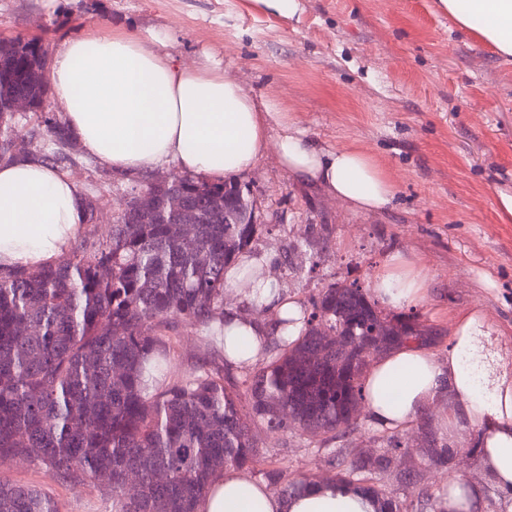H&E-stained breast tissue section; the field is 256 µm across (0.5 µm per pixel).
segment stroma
<instances>
[{
    "mask_svg": "<svg viewBox=\"0 0 512 512\" xmlns=\"http://www.w3.org/2000/svg\"><path fill=\"white\" fill-rule=\"evenodd\" d=\"M292 16L249 8L245 0H0V39L42 42L56 58L68 40L89 29L160 34L159 50L189 66L219 64L257 98L297 120L310 140L368 152L396 185L381 211L359 213L318 187L295 181L267 153L239 184L251 192L261 230L252 244L280 292L304 303L333 279L366 287L384 260L402 252L420 258L427 291L414 311L437 328L431 352L448 353L454 320L480 310L494 325L512 373V220L501 216L500 193H512V62L462 34L437 0H297ZM64 122L53 100L43 111L14 118L16 150L48 148L37 136L44 118ZM65 174L96 200L97 220L83 236L109 239L131 189L177 174L168 164L119 174L74 146ZM170 378L202 365H221L220 345L197 324L168 320ZM441 394L400 431L408 452L400 470L379 480L401 503L440 493L449 481L480 485L482 512H512V494L498 489L472 446L477 428L446 432ZM341 438L258 429L259 444L288 478L333 474L329 457L345 448L375 452L367 414ZM452 450L446 469L423 456L430 444ZM6 481L49 488L60 512H112L102 491L61 483L15 460H0Z\"/></svg>",
    "mask_w": 512,
    "mask_h": 512,
    "instance_id": "1",
    "label": "stroma"
}]
</instances>
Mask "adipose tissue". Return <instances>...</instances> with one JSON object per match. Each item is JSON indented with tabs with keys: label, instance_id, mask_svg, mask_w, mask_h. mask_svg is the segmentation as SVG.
<instances>
[{
	"label": "adipose tissue",
	"instance_id": "ef3b65f1",
	"mask_svg": "<svg viewBox=\"0 0 512 512\" xmlns=\"http://www.w3.org/2000/svg\"><path fill=\"white\" fill-rule=\"evenodd\" d=\"M465 32L512 57V0H439ZM156 35L123 29L90 31L67 42L50 73L54 100L83 150L114 170L147 172L172 163L190 174L219 180L255 167L267 148L294 178L313 181L352 211L374 212L389 204L393 182L365 151L329 149L306 138L296 121L260 102L223 70L175 64L156 48ZM279 127L269 141L271 127ZM85 207L74 182L37 160L0 162V268L56 263L78 237ZM258 266L228 274V287L250 283L278 318H300L296 301ZM426 279L417 259L390 254L373 293L398 308L421 300ZM272 325L224 314L227 361L246 368L257 362ZM449 390L445 431L461 419L478 427L476 446L498 487L512 490V375L508 374L481 312L459 317L445 358L422 348H399L377 361L365 381V408L380 430L407 428ZM367 494L333 484L292 495L228 469L211 485L200 512H376Z\"/></svg>",
	"mask_w": 512,
	"mask_h": 512
}]
</instances>
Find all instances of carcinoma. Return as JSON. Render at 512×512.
<instances>
[{"instance_id": "carcinoma-1", "label": "carcinoma", "mask_w": 512, "mask_h": 512, "mask_svg": "<svg viewBox=\"0 0 512 512\" xmlns=\"http://www.w3.org/2000/svg\"><path fill=\"white\" fill-rule=\"evenodd\" d=\"M0 84L39 103L47 88L26 38L0 43ZM52 148L41 160L71 163L70 133L47 124ZM156 212L125 204L112 236L85 242L56 265L0 270V458L24 460L52 479L111 480L112 512H198L226 467L246 471L263 451L252 426L336 439L353 427L363 399L364 352L384 355L420 335L412 313L383 314L357 281L329 284L303 307L297 336H272L265 366L242 384L220 368H200L167 382L170 340L157 334L169 317L224 329V278L244 266L258 225L215 196L247 197L235 182L195 177L180 196L190 225L158 218L173 207V186L154 185ZM341 336L347 348L336 346ZM246 387L253 425L243 421ZM378 454L355 451L336 462L334 482L376 499L378 512H402L377 475L397 462L402 442L387 437ZM448 447L424 449L448 466ZM137 488L128 495V473ZM166 479H159V474ZM267 483L290 494L319 480L288 482L268 464ZM0 512H59L52 492L23 482L0 483Z\"/></svg>"}]
</instances>
